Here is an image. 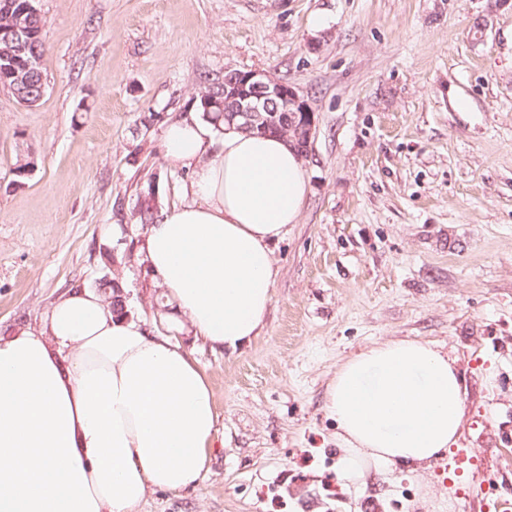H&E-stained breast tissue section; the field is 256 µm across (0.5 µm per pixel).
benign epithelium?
<instances>
[{
	"instance_id": "obj_1",
	"label": "benign epithelium",
	"mask_w": 512,
	"mask_h": 512,
	"mask_svg": "<svg viewBox=\"0 0 512 512\" xmlns=\"http://www.w3.org/2000/svg\"><path fill=\"white\" fill-rule=\"evenodd\" d=\"M37 0H13L3 3V12L10 22L0 27V72L5 85L23 104L35 106L46 94L47 79L37 58H23L30 43L29 21L40 14ZM224 99L201 95L206 112L224 113L228 127L237 130L275 131L288 144L306 157L316 133L315 113L307 100L289 83L274 80L260 70H226Z\"/></svg>"
}]
</instances>
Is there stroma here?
<instances>
[{"label":"stroma","mask_w":512,"mask_h":512,"mask_svg":"<svg viewBox=\"0 0 512 512\" xmlns=\"http://www.w3.org/2000/svg\"><path fill=\"white\" fill-rule=\"evenodd\" d=\"M48 89L0 90V333L92 288L111 245L133 318L167 332L133 213L191 173L161 131L203 78L258 69L315 112L298 224L272 245L273 300L236 350L184 332L217 412L197 485L135 512H499L512 504V0H38ZM34 170L14 185L13 169ZM134 261H125L128 247ZM429 342L464 404L454 450L343 471L327 387L375 342ZM465 450L461 470L451 463Z\"/></svg>","instance_id":"1"}]
</instances>
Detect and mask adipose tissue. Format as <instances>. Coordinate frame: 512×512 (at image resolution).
I'll use <instances>...</instances> for the list:
<instances>
[{
    "mask_svg": "<svg viewBox=\"0 0 512 512\" xmlns=\"http://www.w3.org/2000/svg\"><path fill=\"white\" fill-rule=\"evenodd\" d=\"M191 171L189 199L149 226L145 259L194 336L236 349L273 297L274 240L309 186L282 138L219 132L189 115L162 131ZM344 475L360 462L414 465L448 450L461 386L431 344L390 340L344 361L328 391ZM216 431L204 372L167 337L114 317L94 292L61 295L37 328L0 334V512H133L153 488L201 476Z\"/></svg>",
    "mask_w": 512,
    "mask_h": 512,
    "instance_id": "ef3b65f1",
    "label": "adipose tissue"
}]
</instances>
